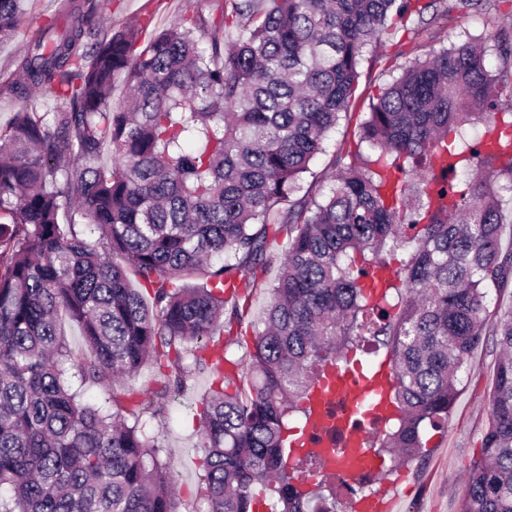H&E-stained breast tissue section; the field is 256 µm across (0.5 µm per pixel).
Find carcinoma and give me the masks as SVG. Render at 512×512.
I'll return each instance as SVG.
<instances>
[{"mask_svg": "<svg viewBox=\"0 0 512 512\" xmlns=\"http://www.w3.org/2000/svg\"><path fill=\"white\" fill-rule=\"evenodd\" d=\"M140 42L149 23L100 31L97 0H69L66 29L19 56L0 96V512H178L163 446L142 429L197 373L208 512H336L301 488L290 418L315 379L363 339L387 348L392 414L369 445L397 466L445 430L474 351L499 356L479 457L457 512H512V25L502 0H201ZM482 33L435 48L461 13ZM23 0H0V41ZM421 25L410 28L412 18ZM412 34L328 166L304 181L357 98L372 42ZM207 35L202 44L197 34ZM122 101H113L117 79ZM57 88L39 112L25 97ZM108 166L96 164L105 150ZM284 257L267 277V256ZM398 268H393L394 262ZM266 293L259 315L252 306ZM88 355L62 339L61 317ZM252 348L224 376L219 328ZM151 363L147 401L113 383ZM107 392L82 402L68 382Z\"/></svg>", "mask_w": 512, "mask_h": 512, "instance_id": "cac0c4a2", "label": "carcinoma"}]
</instances>
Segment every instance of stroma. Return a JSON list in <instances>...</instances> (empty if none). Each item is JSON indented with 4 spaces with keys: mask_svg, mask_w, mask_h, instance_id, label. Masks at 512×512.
Wrapping results in <instances>:
<instances>
[{
    "mask_svg": "<svg viewBox=\"0 0 512 512\" xmlns=\"http://www.w3.org/2000/svg\"><path fill=\"white\" fill-rule=\"evenodd\" d=\"M60 0H31L18 34L0 44V73L12 71L17 57L34 39L49 15L57 13ZM198 0H100L94 22L109 30L151 16L152 29L172 24L180 15L196 10ZM498 346L495 336H485L474 352L448 427L434 435L426 457L407 468L406 477L395 485L392 512H456L465 486V468L480 450L487 423L485 401L494 382ZM211 376L198 375L170 403L163 417L145 418V429L164 447L162 457L170 464L182 490V512H205L188 495L202 478L196 408L208 391Z\"/></svg>",
    "mask_w": 512,
    "mask_h": 512,
    "instance_id": "35a3bbf8",
    "label": "stroma"
}]
</instances>
